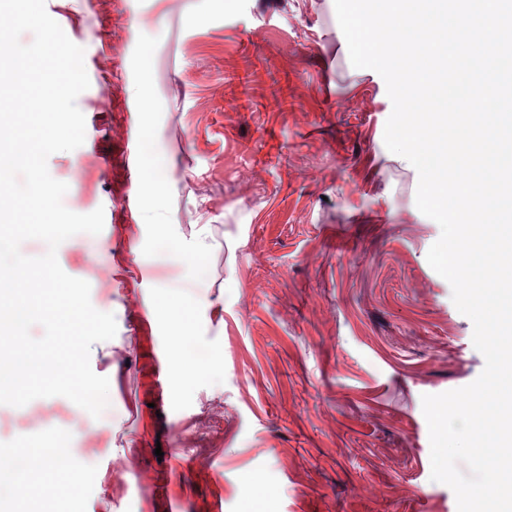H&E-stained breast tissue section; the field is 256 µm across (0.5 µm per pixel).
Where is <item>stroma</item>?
Returning <instances> with one entry per match:
<instances>
[{"instance_id":"1","label":"stroma","mask_w":512,"mask_h":512,"mask_svg":"<svg viewBox=\"0 0 512 512\" xmlns=\"http://www.w3.org/2000/svg\"><path fill=\"white\" fill-rule=\"evenodd\" d=\"M84 50V143L48 159L64 206L104 211L57 250L117 334L95 343L109 405L0 404V502L51 441L80 497L62 512H457L431 481L421 397L485 361L427 262L441 230L390 159L386 84L356 69L334 0H46ZM146 85L153 111L134 97ZM169 178L144 219L150 155ZM210 225L213 250L194 262ZM191 311L187 340L153 305ZM182 355L201 372L175 378ZM209 226L207 224L200 225V228L198 230L196 239L190 248V251L185 250L183 245L176 241H171V247L173 251L176 254L182 255V256H192L195 258H201L208 255V253L212 250L214 247L212 240L213 238L209 234Z\"/></svg>"}]
</instances>
